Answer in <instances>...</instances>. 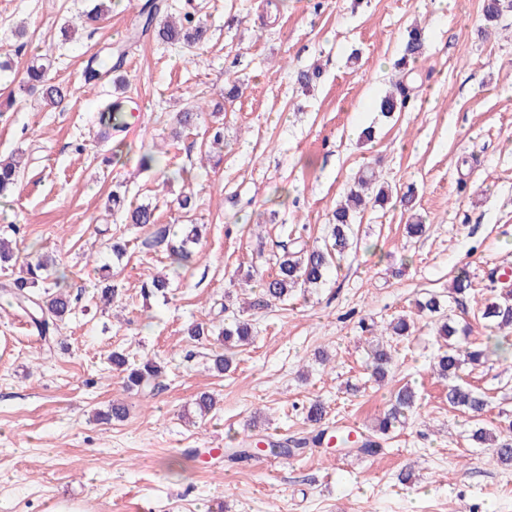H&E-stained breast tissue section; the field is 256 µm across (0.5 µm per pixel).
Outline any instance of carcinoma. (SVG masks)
Returning <instances> with one entry per match:
<instances>
[{
    "label": "carcinoma",
    "mask_w": 512,
    "mask_h": 512,
    "mask_svg": "<svg viewBox=\"0 0 512 512\" xmlns=\"http://www.w3.org/2000/svg\"><path fill=\"white\" fill-rule=\"evenodd\" d=\"M512 3L505 0H483L482 19L483 33L497 26L505 9L511 8ZM186 25L166 24L159 29L160 35L169 42H184L200 49L209 40V29L202 20H193L184 16ZM425 55V40L421 29L414 27L407 32L404 42L403 55L398 61V68L404 70L411 62H415ZM124 52L117 57L101 59L93 58L85 71V83L96 85L104 76L121 67ZM20 89L28 94H38L42 99L58 106L65 98L64 88L52 83L46 77L44 65L33 64L28 67L26 75L20 84ZM410 101L409 88L404 82L398 80L392 83V90L381 98L379 111L386 117L400 112L407 107ZM20 161L11 157L0 158V195L4 196L14 190L18 183ZM375 175L373 171L366 170L357 179V185L350 190L345 203L332 213L329 228L330 242L322 246L310 247L301 244L297 251L285 250L282 255L271 259L273 272L260 285L258 297L248 304L250 310H262L272 305L274 301H281L289 294L299 290L320 285L334 262L344 259L352 249V230L355 224L356 213L360 207L371 205L384 206L389 200V191L383 186L376 188L375 194L365 197V191L373 188ZM128 223L137 227H148L156 224L155 210L149 205L130 207L127 210ZM158 243L166 245L172 263L177 266H186L194 261V252L189 245L199 241L196 228H191L183 237L171 231L167 226L155 231ZM0 271L7 274V278L0 290L9 305L23 310L31 320L44 345L49 346L55 339L60 323H62L74 309V303L65 272L57 269L56 264L49 263V259L38 254L29 255L23 259L14 256L7 237L0 235ZM53 278L55 291L48 299H43L36 288L39 284ZM170 288V279L166 276L155 275L144 281L141 292L144 296H164ZM416 315L420 317L437 318L438 335L444 340L440 347L434 366L435 372L441 378L453 379L458 377L461 366L469 364L480 366L489 360V355L499 354L502 343L494 346L488 345L478 348L463 344L469 334L468 325H460L444 317L442 302L439 296L431 294L416 302ZM480 318L491 329H512V285L505 282L499 288L490 290V296L484 299L480 308ZM412 325L402 316L384 327L383 332L392 336L404 337L411 335ZM253 337L252 323L249 319L237 314L224 319L223 327L218 333L217 340L224 343L225 353L213 358V369L219 373L231 368L233 352L231 348L246 345ZM372 376L380 383L385 380L391 363L390 349L376 345L370 350ZM112 365L124 372V383L131 391L143 392L152 385L161 372L157 362L149 357L142 358L137 364H129L125 354L114 351L110 354ZM416 393L409 387H401L394 393V401L377 423L378 432L386 434L406 422L414 414ZM448 405L469 417L477 420L488 406L484 393L469 384L456 383L448 386ZM469 440L478 448L492 449L497 464L503 467H512V424L501 426H476L469 435ZM307 440L294 442V447H288L286 442L268 443L269 451L273 455L291 456Z\"/></svg>",
    "instance_id": "obj_1"
}]
</instances>
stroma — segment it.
I'll return each mask as SVG.
<instances>
[{"instance_id": "stroma-1", "label": "stroma", "mask_w": 512, "mask_h": 512, "mask_svg": "<svg viewBox=\"0 0 512 512\" xmlns=\"http://www.w3.org/2000/svg\"><path fill=\"white\" fill-rule=\"evenodd\" d=\"M143 2L112 0L88 21L93 0H0V60L11 63L0 101L14 100L0 116V155L24 160L0 227L19 225V254L53 255L81 297L49 347L0 300V512L57 501L84 512H512V468L471 445L470 420L432 372L431 319L390 339L384 382L365 353L369 326L428 293L470 324V342L489 334L477 312L492 278L512 276V10L486 36L482 0H165L163 16L207 23L200 51L141 35ZM413 25L426 53L409 67L412 105L386 118L379 100ZM122 45L118 78L88 90V61ZM45 61L67 90L58 108L19 91L27 66ZM316 64L320 80L302 88L299 73ZM231 81L241 93L228 102ZM116 102L127 129L108 138L99 115ZM196 106L201 123L176 133L177 112ZM368 127L374 139L362 138ZM217 130L224 147L212 153ZM148 153L157 163L146 169ZM366 167L394 196L355 224L356 253L316 290L255 314L254 342L217 373L221 345L190 339L188 327L216 325L224 299L251 300L268 272L256 250L322 243ZM115 190L154 207L158 223L201 225L196 261L174 268L149 229L107 212ZM416 215L427 226L418 239L405 230ZM113 238L126 241L123 258ZM462 268L473 288L460 302L449 288ZM160 271L167 296L143 297ZM105 277L118 290L109 309L94 295ZM115 350L161 363L154 396L126 389L107 359ZM459 380L485 393L486 424L512 420V357L463 367ZM407 383L416 414L377 454L311 444L305 405L324 404L326 434L369 435ZM203 392L217 401L205 416ZM115 401L125 418L97 420ZM287 438L308 445L290 458L226 456L242 441Z\"/></svg>"}]
</instances>
